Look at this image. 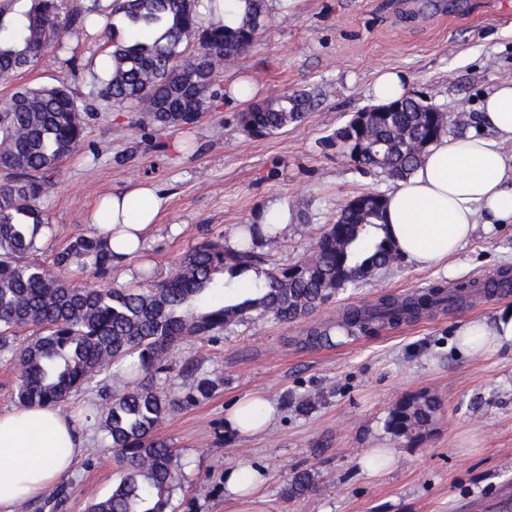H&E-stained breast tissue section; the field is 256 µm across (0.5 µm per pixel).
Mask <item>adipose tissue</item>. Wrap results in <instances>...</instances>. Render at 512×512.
Returning <instances> with one entry per match:
<instances>
[{"label": "adipose tissue", "instance_id": "1", "mask_svg": "<svg viewBox=\"0 0 512 512\" xmlns=\"http://www.w3.org/2000/svg\"><path fill=\"white\" fill-rule=\"evenodd\" d=\"M512 82L488 93L477 129L462 137H441L411 177L387 195L385 222L400 257L420 267L447 266L477 226L493 232L512 224ZM162 206L153 186L142 183L104 196L88 213L95 229L111 233L112 251L124 261L138 251ZM512 345V308L492 317L461 321L455 345L475 356ZM275 409L254 393L226 414L227 429L242 436L263 433ZM85 453L84 441L60 407L15 406L0 412V512L38 498L69 477ZM225 489L236 512H253L265 483L263 471L244 466L227 472Z\"/></svg>", "mask_w": 512, "mask_h": 512}]
</instances>
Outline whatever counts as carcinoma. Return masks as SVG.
Here are the masks:
<instances>
[{"label": "carcinoma", "mask_w": 512, "mask_h": 512, "mask_svg": "<svg viewBox=\"0 0 512 512\" xmlns=\"http://www.w3.org/2000/svg\"><path fill=\"white\" fill-rule=\"evenodd\" d=\"M241 2L245 8L237 26L214 21L198 37L195 0H120L117 11L127 19L129 34L112 37L110 77L102 82V95L160 127L191 125L202 113L219 109L218 71L270 22L266 0ZM62 5L63 0H30L21 20L7 25L0 19V80L33 66L50 50L65 51L59 31L76 37L85 32V10L64 15ZM196 37L198 46L191 51ZM396 102L399 110L373 112L361 128L350 118L328 138L329 146L356 171L378 172L395 182L413 175L441 136L461 133L477 119L471 113L466 122L454 121L411 93ZM311 105L305 93H285L238 113L237 123L247 136L283 133L302 123ZM87 115L63 81L20 86L0 105V171L11 177L0 185V354L9 355L18 368L16 398L30 406L65 402L100 379L101 425L123 475L88 512H168L183 473L170 444L155 432L175 408L208 398L217 386L203 376L180 398L160 389L158 382L170 379L174 345L186 337L217 341L248 319L296 322L346 288L375 277L398 254L386 232V196L368 206L355 196L301 262L280 264L258 251L263 241L280 237L277 225H268L264 237L260 225L242 224L238 248L205 238L182 254L161 281L145 272L129 287H74L68 272L109 277L115 260L112 235L79 233L48 265L31 256L51 230L37 200L80 145ZM244 282L254 295H235ZM490 283L512 288V273L501 270ZM488 284L475 280L452 290L436 286L404 297L384 295L370 305L342 309L338 319L350 332L397 325L454 307ZM28 327L37 334L19 339V330ZM128 357L136 359L132 387L108 391L112 367ZM436 410L431 397H404L391 408L386 427L412 441L432 424ZM315 483L313 473L299 472L285 494L303 495ZM66 501L67 487L60 484L36 512H61Z\"/></svg>", "instance_id": "carcinoma-1"}]
</instances>
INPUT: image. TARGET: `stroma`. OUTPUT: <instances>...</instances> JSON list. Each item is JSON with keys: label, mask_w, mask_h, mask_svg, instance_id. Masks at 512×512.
I'll list each match as a JSON object with an SVG mask.
<instances>
[{"label": "stroma", "mask_w": 512, "mask_h": 512, "mask_svg": "<svg viewBox=\"0 0 512 512\" xmlns=\"http://www.w3.org/2000/svg\"><path fill=\"white\" fill-rule=\"evenodd\" d=\"M268 8L269 26L224 67L216 86L224 91L248 77L265 98L287 90L313 95L305 121L278 135L244 136L236 105L158 131L139 113L101 99L92 75L111 45L102 28L70 42L69 52L48 54L0 80V103L17 86L66 77L78 102L93 107L82 142L39 201L54 227L40 262L51 263L72 236L90 231L86 216L103 196L142 182L156 188L164 207L140 254L114 266L104 287L134 284L146 266L166 277L190 246L234 235L273 202L291 218L262 251L282 263L301 261L346 200L393 187L381 174L355 172L326 145L353 112L371 105L367 88L377 70H401L410 92L447 113L479 111L488 91L512 81V0H462L445 10L426 0H268ZM159 140L168 151L156 150ZM453 265L449 276L401 260L305 320H251L217 341L180 342L172 355V395L192 383L182 372L188 361L217 386L209 399L171 412L158 428L185 467L173 512H233L224 475L243 464L267 477L254 512H512V349L464 356L453 338L459 321L491 317L512 306V297L476 298L330 345L307 339L337 309L512 270V224L476 231ZM253 392L275 403L277 417L264 433L244 437L226 429L224 417ZM420 395L437 401L433 424L418 441L395 437L386 428L392 406ZM308 396L316 397L315 406L299 409ZM83 436L87 451L67 479L66 512H87L120 477L99 424L88 422ZM382 442L396 460L373 476L360 459ZM303 470L314 473L317 490L288 497L287 483Z\"/></svg>", "instance_id": "35a3bbf8"}]
</instances>
